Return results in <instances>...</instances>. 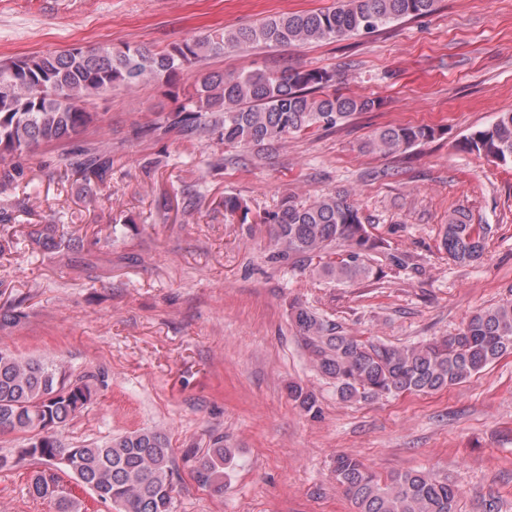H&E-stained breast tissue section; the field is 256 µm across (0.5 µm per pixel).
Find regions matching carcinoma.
I'll return each instance as SVG.
<instances>
[{
  "mask_svg": "<svg viewBox=\"0 0 512 512\" xmlns=\"http://www.w3.org/2000/svg\"><path fill=\"white\" fill-rule=\"evenodd\" d=\"M436 0H337L327 10L271 17L165 50L127 45L122 49L73 48L63 52L17 57L0 65V161L32 152L43 144L82 142L89 129L103 127L105 112L84 105L116 87L146 81L175 85L180 69L201 63L226 48L255 44L285 45L342 39L371 33L406 17L435 11ZM336 74L322 69L282 72H208L171 112L138 135L160 139L178 130L187 139L206 138L219 145L269 149L291 135L312 128L332 129L356 112L378 102L368 97L330 93ZM424 125H395L375 131L359 149L384 155L406 151L433 138ZM460 149L490 160L512 163V112H501L488 126L469 133ZM65 175L80 180L95 197L112 187V143H84L76 156L61 159ZM18 171L0 167V194L12 191ZM263 224L274 226L267 261L307 271L331 283L346 284L376 275L370 264L382 241L364 224L359 209L341 195L327 194L309 203L284 195ZM492 233L489 224H473L462 212L443 225L442 247L448 259L470 265L479 261ZM29 238L54 253L84 250L81 237L66 236L58 224H31ZM25 314L13 305L0 313V328L19 323ZM288 320L313 369L336 388L343 401L386 395L432 393L457 385L488 364L512 354V298L473 313L457 333L403 347L354 336L336 320L306 303L288 302ZM96 394L93 376L74 375L53 356L21 358L0 347V435L24 442L22 456L43 466L33 475L28 493L57 498L58 512H81L71 493L58 495L65 470L81 488L118 512H173V448L155 428L131 430L106 441L66 444V427ZM289 398L310 418L321 413L316 395L297 384ZM234 451L217 437L197 460L194 479L216 493L224 491L226 469ZM336 483L344 488L354 512H460V493L430 470H413L381 478L361 460L346 454L333 462Z\"/></svg>",
  "mask_w": 512,
  "mask_h": 512,
  "instance_id": "cac0c4a2",
  "label": "carcinoma"
}]
</instances>
